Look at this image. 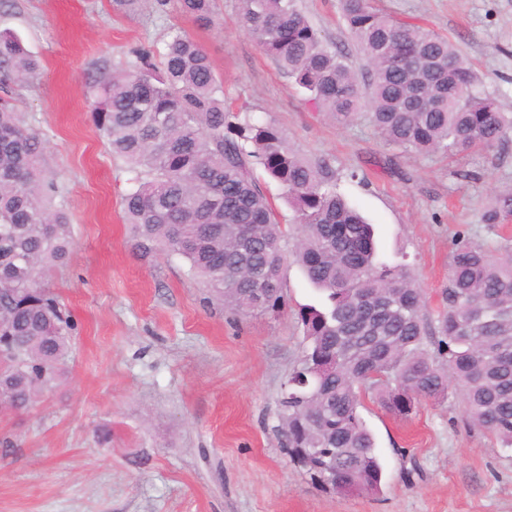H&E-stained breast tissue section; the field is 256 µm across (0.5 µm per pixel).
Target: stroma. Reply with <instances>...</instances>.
<instances>
[{"instance_id": "35a3bbf8", "label": "stroma", "mask_w": 512, "mask_h": 512, "mask_svg": "<svg viewBox=\"0 0 512 512\" xmlns=\"http://www.w3.org/2000/svg\"><path fill=\"white\" fill-rule=\"evenodd\" d=\"M370 2L447 36L512 113V0ZM297 4L362 67L341 0ZM173 28L202 45L235 104L306 157L333 160L338 191L374 224L384 257L406 259L429 313L458 237L512 248V220L483 221L512 188V145L453 161L390 147L363 118L336 126L239 25L236 0H215L207 27L177 0H140L132 12L114 0H0V30L39 66L15 105L44 140L75 240L46 279L74 323L62 381L28 412L0 413V512H512V448L470 425L455 395L406 419L366 402L382 488L314 486L290 464L278 420L303 344L299 312L317 299L299 267L281 271L280 314L242 316L210 300L179 256L133 250L121 209L130 175L93 124L85 81L101 59L163 48Z\"/></svg>"}]
</instances>
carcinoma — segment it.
<instances>
[{
	"label": "carcinoma",
	"mask_w": 512,
	"mask_h": 512,
	"mask_svg": "<svg viewBox=\"0 0 512 512\" xmlns=\"http://www.w3.org/2000/svg\"><path fill=\"white\" fill-rule=\"evenodd\" d=\"M213 22L214 0H179ZM342 17L365 62L354 68L296 0H238L237 20L319 111L346 127L364 116L387 145L450 158L512 140L468 61L446 37L370 6L342 0ZM38 66L21 41L0 33V83L30 86ZM97 130L131 174L122 198L132 247L184 258L215 299L247 315L278 313L281 269L298 264L321 294L303 307L304 344L279 399L290 463L321 453L336 491L381 489L383 468L361 408L365 396L396 418L422 401L462 398L472 425L512 447V252L473 242L448 260V289L427 314L410 266L379 257L372 225L336 190L331 159L314 161L277 127L254 121L224 96L211 60L172 30L159 53L141 46L88 77ZM44 142L0 97V398L31 406L61 376L72 323L40 279L73 247L66 202L41 166ZM262 169L288 193L283 225L263 192ZM512 216V190L496 195L487 224ZM274 285L264 303L253 293Z\"/></svg>",
	"instance_id": "carcinoma-1"
}]
</instances>
